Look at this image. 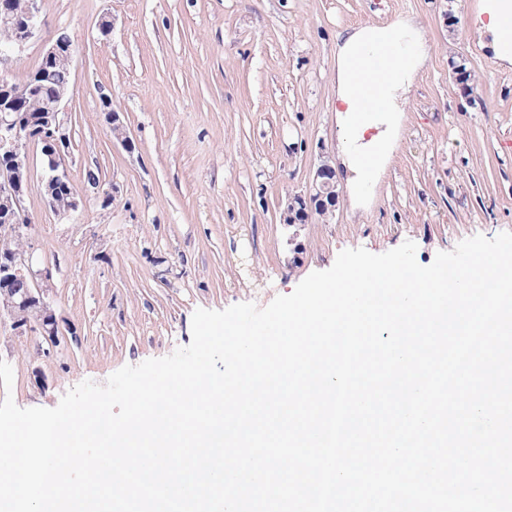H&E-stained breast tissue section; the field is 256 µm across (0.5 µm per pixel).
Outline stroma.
<instances>
[{
    "label": "stroma",
    "instance_id": "obj_1",
    "mask_svg": "<svg viewBox=\"0 0 512 512\" xmlns=\"http://www.w3.org/2000/svg\"><path fill=\"white\" fill-rule=\"evenodd\" d=\"M476 2L41 0L45 26L9 76L33 69L57 31L69 35L66 166L86 203L58 220L30 149L28 237L52 271L59 333L21 335L0 317V360L14 374L0 400L56 407L83 381L190 344L196 309L266 307L346 249L410 240L427 266L464 239L512 232V68L481 49ZM401 16L421 28L427 56L396 146L359 199L339 158L335 36ZM460 60L469 93L454 79ZM111 111L130 147L113 139ZM325 157L339 184L332 218L283 224L282 200L307 192ZM111 189L101 208L97 192Z\"/></svg>",
    "mask_w": 512,
    "mask_h": 512
}]
</instances>
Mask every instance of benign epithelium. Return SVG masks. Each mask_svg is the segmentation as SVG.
Listing matches in <instances>:
<instances>
[{"mask_svg":"<svg viewBox=\"0 0 512 512\" xmlns=\"http://www.w3.org/2000/svg\"><path fill=\"white\" fill-rule=\"evenodd\" d=\"M0 25L9 26L14 31L10 47L0 51V62L6 63L11 57L22 51L37 35L42 26L40 0H28L25 16L10 14L8 8L0 10ZM68 35L61 34L55 38L42 56L49 62L63 49H71ZM41 78V69L30 71L29 81L11 85L8 81L0 82V154L9 158V162L0 164V198L7 201L19 215L26 220L24 198L18 190L21 176H29V147L40 148L41 163L44 168L45 187H50L62 178L60 165L68 153L72 129L66 104L74 94V88L57 92L56 99L38 114L28 125L23 126L15 116L17 103L26 97L29 90L36 89ZM338 196V184L331 165L324 160L316 170L313 193L308 196H287L284 218L290 213L300 211L308 213L316 203L329 208ZM52 272L49 268H35L33 248L8 257L0 262V296L7 300L6 313H12L14 307H24L31 303L45 302L50 288Z\"/></svg>","mask_w":512,"mask_h":512,"instance_id":"obj_1","label":"benign epithelium"}]
</instances>
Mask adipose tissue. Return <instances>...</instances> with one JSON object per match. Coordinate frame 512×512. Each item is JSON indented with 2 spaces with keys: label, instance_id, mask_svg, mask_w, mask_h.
I'll return each mask as SVG.
<instances>
[{
  "label": "adipose tissue",
  "instance_id": "adipose-tissue-1",
  "mask_svg": "<svg viewBox=\"0 0 512 512\" xmlns=\"http://www.w3.org/2000/svg\"><path fill=\"white\" fill-rule=\"evenodd\" d=\"M482 11L487 16L482 29L486 35L484 49L505 64H512V0H490ZM394 27L411 45L413 52L408 68L397 77L372 71H359L353 66L354 59L364 50L381 45L379 30L375 27H360L343 30L336 35V99L342 108L337 112V122L344 131L341 148L343 164L350 172L349 187H357L361 181L364 159L375 161L376 168H383L387 154L392 148L391 130L397 129L394 118L387 119V128L373 136L354 125L353 114L358 109L353 88L361 81L372 80L379 84L390 102L391 111L401 109V103L413 84L418 71L425 63L421 34L413 21L399 18Z\"/></svg>",
  "mask_w": 512,
  "mask_h": 512
}]
</instances>
